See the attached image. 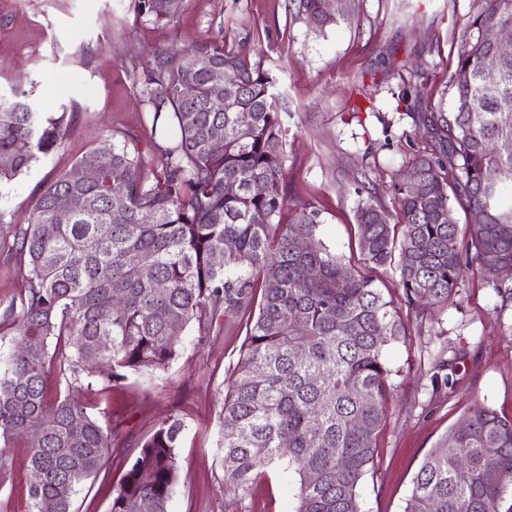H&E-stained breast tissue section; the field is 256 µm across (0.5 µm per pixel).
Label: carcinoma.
<instances>
[{
    "instance_id": "obj_1",
    "label": "carcinoma",
    "mask_w": 512,
    "mask_h": 512,
    "mask_svg": "<svg viewBox=\"0 0 512 512\" xmlns=\"http://www.w3.org/2000/svg\"><path fill=\"white\" fill-rule=\"evenodd\" d=\"M182 2L138 0V10L164 25ZM299 8L320 30L341 16H326L323 0ZM507 25L512 0H474L459 32L468 50L448 80L453 108L424 118L439 148L409 159L420 188L395 178V211L357 204L355 261L319 237L318 211L296 208L283 222L276 80L220 43L163 51L143 71L154 119L165 114L178 129L151 160L102 140L42 190L27 226L0 212V246L27 283L4 309L15 349L0 364V442L26 440L30 469L42 473L26 488L31 512H74L75 495L112 456V427L69 393L49 400L50 376L91 391L165 371L192 323L222 328L233 316L245 337L221 410L224 488L246 495L280 464L286 512H362L391 390L387 351L407 335L373 272L396 267L411 307L455 304L475 265L494 269L499 296L512 279V57L486 69L495 48L481 35ZM216 69L237 72L239 84L216 88ZM187 83L191 101L181 95ZM216 93L221 111L210 105ZM68 122L66 111L45 117L24 91L0 100V183L52 154ZM216 129L221 152L210 146ZM229 182L237 193H224ZM28 341L38 356L26 355ZM182 430L171 416L141 444L110 512H142L146 501L169 512ZM510 488L512 416L476 403L422 462L404 512H496Z\"/></svg>"
}]
</instances>
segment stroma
<instances>
[{
	"label": "stroma",
	"mask_w": 512,
	"mask_h": 512,
	"mask_svg": "<svg viewBox=\"0 0 512 512\" xmlns=\"http://www.w3.org/2000/svg\"><path fill=\"white\" fill-rule=\"evenodd\" d=\"M137 2L0 0V97L21 88L45 116L63 108L71 116L54 153L0 185L8 222L28 224L36 194L101 140L128 142L146 157L156 144L175 140L172 123H154L140 73L165 48L223 42L262 60L277 78L288 207L318 210L322 240L351 257L357 203L393 208V177L413 154L434 147L423 119L452 105L448 77L464 50L454 33L472 6V0H355L353 11L319 32L293 0H184L164 26L139 14ZM414 77L420 95L400 102L404 82ZM377 277L408 334L388 353L394 390L360 495L363 512H403L424 457L474 403L512 416V303L474 271L460 283L456 304L417 312L394 269H379ZM243 339L235 317L220 330L194 324L168 371L82 392L91 413L111 426L113 451L103 475L76 495L74 512H109L112 489L141 442L173 415L184 429L170 512H283L287 487L279 468L259 474L246 497L224 490L220 410ZM439 359L449 363L450 385L431 382ZM5 458L0 512H27L24 441L6 448Z\"/></svg>",
	"instance_id": "stroma-1"
}]
</instances>
